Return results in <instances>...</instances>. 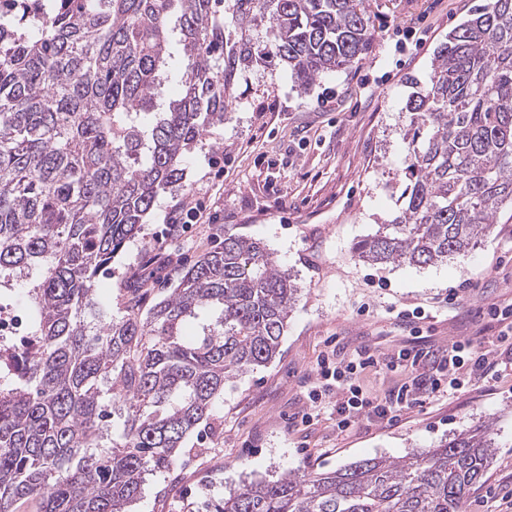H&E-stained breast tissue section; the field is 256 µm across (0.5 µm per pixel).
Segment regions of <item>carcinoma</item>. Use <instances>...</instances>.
Masks as SVG:
<instances>
[{"instance_id": "obj_1", "label": "carcinoma", "mask_w": 512, "mask_h": 512, "mask_svg": "<svg viewBox=\"0 0 512 512\" xmlns=\"http://www.w3.org/2000/svg\"><path fill=\"white\" fill-rule=\"evenodd\" d=\"M51 2L0 11V287L40 271L28 346L0 343V512H126L226 382L278 355L298 286L232 235L145 313L131 299L112 314L97 277L224 124L236 75L267 60L307 92L361 62L369 0H227L222 21L215 0ZM407 109L403 207L356 243L365 263L463 255L512 207V0H483L448 33ZM496 448L489 419L425 451L245 482L215 512H465Z\"/></svg>"}]
</instances>
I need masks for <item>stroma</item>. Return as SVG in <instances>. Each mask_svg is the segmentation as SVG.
<instances>
[{
    "label": "stroma",
    "instance_id": "1",
    "mask_svg": "<svg viewBox=\"0 0 512 512\" xmlns=\"http://www.w3.org/2000/svg\"><path fill=\"white\" fill-rule=\"evenodd\" d=\"M480 0H370L373 41L362 62L322 75L300 93L284 68L258 64L238 78L224 124L189 154L182 186L159 195L136 237L101 274L99 294L121 307L165 298L183 266L219 248L225 235L259 240L301 292L279 355L225 385L206 427L177 468L147 476L132 512H213L255 475L328 472L358 459L431 448L494 419L499 449L467 512H497L512 495V369L462 392L414 405L393 422L366 419L340 433L329 414L312 424L306 393L330 353L366 348L382 360L404 345L448 346L491 328V304L512 301V210L467 255L446 263L367 265L356 242L399 211L409 150L406 103L434 52ZM420 42L398 48L402 29ZM188 200L206 221L163 234L174 205ZM470 287H463V280ZM458 297L448 300L449 289ZM423 308L410 336L394 308Z\"/></svg>",
    "mask_w": 512,
    "mask_h": 512
}]
</instances>
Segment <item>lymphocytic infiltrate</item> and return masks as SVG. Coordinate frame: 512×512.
I'll return each mask as SVG.
<instances>
[{"label":"lymphocytic infiltrate","mask_w":512,"mask_h":512,"mask_svg":"<svg viewBox=\"0 0 512 512\" xmlns=\"http://www.w3.org/2000/svg\"><path fill=\"white\" fill-rule=\"evenodd\" d=\"M487 313L498 325L495 336L459 340L445 348L399 349L387 367L405 373L406 379L381 396L364 393L358 381L362 370L378 363L369 350L360 349L338 360L324 358L307 393L309 410L302 414V423L311 424L331 408L336 413L337 430L344 432L361 418L389 421L416 403L456 393L472 382L492 377L504 358L512 357V303L491 305Z\"/></svg>","instance_id":"f902f5d3"}]
</instances>
